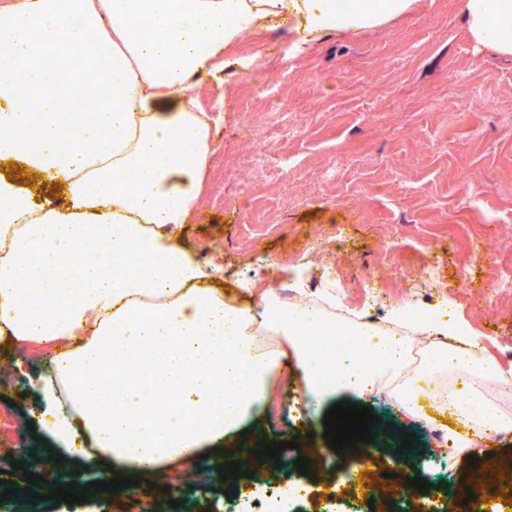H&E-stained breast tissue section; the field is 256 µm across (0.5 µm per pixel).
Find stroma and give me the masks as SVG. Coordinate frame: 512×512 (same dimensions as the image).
Returning <instances> with one entry per match:
<instances>
[{"label": "stroma", "instance_id": "obj_1", "mask_svg": "<svg viewBox=\"0 0 512 512\" xmlns=\"http://www.w3.org/2000/svg\"><path fill=\"white\" fill-rule=\"evenodd\" d=\"M292 21L258 27L224 53L221 79L200 82L205 109H216L214 152L205 193L179 239L203 269L224 270V300L259 304L290 286L323 295L337 278L348 307L390 323L405 303L446 313L450 324L480 337L489 355L512 368V300L486 308L481 295L496 270L512 268V56L477 51L457 0H419L417 7L383 26L340 31L296 50ZM253 56L250 74L235 59ZM275 84L282 112L300 135L266 140V153L285 168L256 177L247 131L262 126L268 99L260 79ZM342 237H333L335 226ZM329 236L330 261L306 256L313 236ZM396 237L395 261L403 269L438 273L426 289L385 276L380 242ZM494 250L492 261L471 264L473 241ZM383 298L366 303L365 284ZM277 364L268 379L266 405L242 423L272 441L297 440L320 457L335 452L324 437V408L303 404L304 383L295 355L276 341ZM56 350L33 354L14 347L0 360V415L15 428L0 441V467L21 462L35 415L19 391L35 392L34 371L54 367ZM357 406L372 408L394 433L413 434L411 465L441 485L457 484L478 467L512 466V435L493 441L492 453L471 463L468 454L441 442L440 426L412 414L380 386ZM210 483L190 490L182 512H266L288 487L274 467L252 477L221 480L218 462L205 458ZM337 469L310 479L312 494L294 512H354L361 495L336 487ZM334 499H327V492ZM122 494H96L71 506L40 501L26 512H129Z\"/></svg>", "mask_w": 512, "mask_h": 512}]
</instances>
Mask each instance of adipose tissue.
<instances>
[{
    "label": "adipose tissue",
    "mask_w": 512,
    "mask_h": 512,
    "mask_svg": "<svg viewBox=\"0 0 512 512\" xmlns=\"http://www.w3.org/2000/svg\"><path fill=\"white\" fill-rule=\"evenodd\" d=\"M415 0H0V162L20 166L65 199H25L0 174V343L76 347L42 378L39 408L49 435L81 448L82 470L110 480L198 469L201 445L225 436L265 403L276 358L267 333L295 352L309 401L378 383L396 402L421 410V375L450 373L434 412L474 446L487 425L512 424L479 389L508 380L478 337L431 335L442 364L406 369L415 341L404 319L389 331L339 323L364 363L336 351L305 326L318 309L277 325L225 303L205 287L194 255L176 242L204 192L211 118L195 89L219 72L224 52L249 30L293 19L300 46L329 33L379 26ZM477 50L512 55V0H459ZM147 22L138 31L134 20ZM80 54H68L71 45ZM91 112L75 121L68 106ZM110 367L119 386L87 373ZM209 413V424L196 421Z\"/></svg>",
    "instance_id": "1"
}]
</instances>
